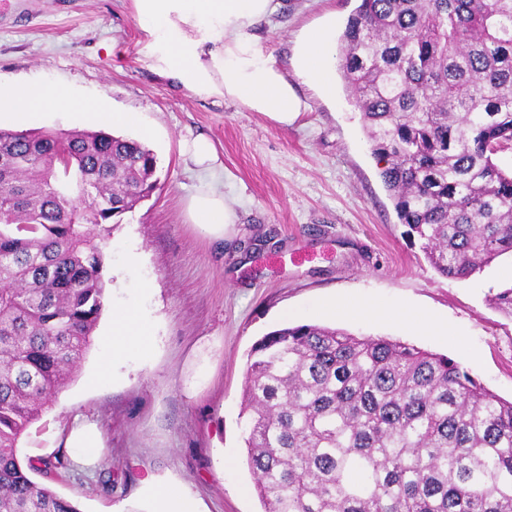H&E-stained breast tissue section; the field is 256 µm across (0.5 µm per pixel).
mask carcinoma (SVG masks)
Masks as SVG:
<instances>
[{"mask_svg": "<svg viewBox=\"0 0 512 512\" xmlns=\"http://www.w3.org/2000/svg\"><path fill=\"white\" fill-rule=\"evenodd\" d=\"M339 67L379 176L437 273L512 254V0H361ZM106 131L0 129V512H79L18 442L92 345L93 244L157 186ZM512 317V286L494 297ZM246 464L264 512H512V402L453 359L303 324L251 348Z\"/></svg>", "mask_w": 512, "mask_h": 512, "instance_id": "cac0c4a2", "label": "carcinoma"}]
</instances>
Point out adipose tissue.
<instances>
[{"label": "adipose tissue", "instance_id": "ef3b65f1", "mask_svg": "<svg viewBox=\"0 0 512 512\" xmlns=\"http://www.w3.org/2000/svg\"><path fill=\"white\" fill-rule=\"evenodd\" d=\"M134 18L143 33L142 54L152 69L200 99L243 105L281 125L291 124L304 104L287 74L269 59L257 34L258 24L278 8L276 0H132ZM336 47L328 32L308 39L301 65L325 93H333ZM65 110L82 123H112L138 127L152 135L135 112H111L99 101L86 99L67 87L43 82L35 86L0 85V119L24 124L46 113ZM193 223L212 236L223 237L235 214L224 194L202 184L188 200ZM154 324L143 308L129 304L112 315V330L100 337L103 356L94 383L114 380L130 353L149 354ZM73 461L83 467L99 460L104 445L98 422L74 415L64 436ZM141 494L152 501V512H203L200 499L183 482L152 473L142 480Z\"/></svg>", "mask_w": 512, "mask_h": 512}]
</instances>
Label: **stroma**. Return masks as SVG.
Instances as JSON below:
<instances>
[{
  "instance_id": "35a3bbf8",
  "label": "stroma",
  "mask_w": 512,
  "mask_h": 512,
  "mask_svg": "<svg viewBox=\"0 0 512 512\" xmlns=\"http://www.w3.org/2000/svg\"><path fill=\"white\" fill-rule=\"evenodd\" d=\"M257 32L306 105L282 126L231 102L201 101L157 75L139 52L131 0H0V83L45 80L135 111L153 130L159 184L98 240L104 256L102 336L132 289L119 285L123 253L141 254L152 285L142 304L154 326L150 358L89 385L101 356L80 369L18 443L21 459H61L36 482L81 512H144L146 473L187 484L209 512H262L246 465L241 401L248 353L284 324H319L383 336L448 356L512 400V318L492 305L512 286V256L465 280L440 276L405 237L343 77L323 95L299 59L308 36H341L360 0H280ZM208 137L222 171L199 169L184 139ZM212 180L236 213L223 238L186 217L189 195ZM358 306L431 317L426 329L358 315ZM95 419L106 446L88 477L75 474L59 439L74 413Z\"/></svg>"
}]
</instances>
